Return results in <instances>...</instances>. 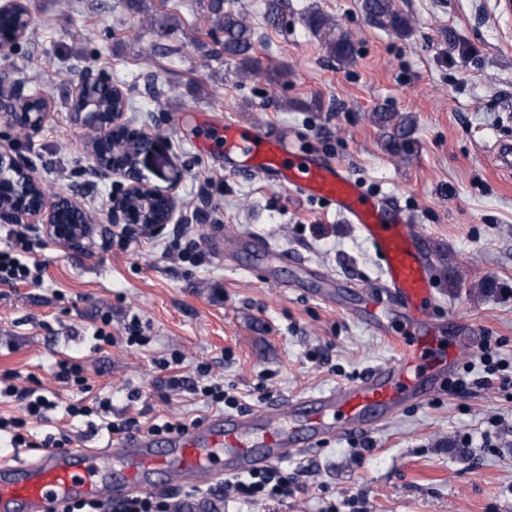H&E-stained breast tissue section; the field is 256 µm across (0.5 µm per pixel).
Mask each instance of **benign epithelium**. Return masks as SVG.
I'll return each mask as SVG.
<instances>
[{"mask_svg": "<svg viewBox=\"0 0 512 512\" xmlns=\"http://www.w3.org/2000/svg\"><path fill=\"white\" fill-rule=\"evenodd\" d=\"M28 27L20 26L13 33H0V52L16 47L25 39ZM102 84V78L88 76L78 86L71 99L70 111L75 121L96 131L89 143V151L95 153L106 143L128 144L133 147L130 157L112 153V158L95 163L96 170L104 176L121 179L112 193L109 219L115 227L129 236H151L161 233L175 223L177 211L176 189L180 179L174 173L169 186L161 188L152 184L143 170L149 158L165 147L163 138L133 128L126 118V109L114 112H97L89 100ZM29 97L14 90L0 96V112L16 129L25 131L40 127L47 118L45 98H40L39 109L24 111ZM30 165L17 149L0 148V197H10V204L0 206V221L25 220L41 225L42 233L55 243L74 244L85 238L92 215L77 203L61 198L57 201L37 200L38 181L30 174Z\"/></svg>", "mask_w": 512, "mask_h": 512, "instance_id": "7a95c632", "label": "benign epithelium"}]
</instances>
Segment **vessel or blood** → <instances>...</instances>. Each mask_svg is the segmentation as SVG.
Here are the masks:
<instances>
[{
    "mask_svg": "<svg viewBox=\"0 0 512 512\" xmlns=\"http://www.w3.org/2000/svg\"><path fill=\"white\" fill-rule=\"evenodd\" d=\"M214 144L240 166L276 171L298 196L325 200L372 248L382 279L377 294L365 295L362 311L371 328L386 334V319H405L394 364L372 368L361 379L327 391L291 399L287 408L269 407L255 424L235 415L211 419L165 439L137 435L118 449L43 450L28 464L0 463V512H53L74 500L119 502L139 491L213 484L227 474H246L283 460L288 453L316 449L337 431L359 432L391 415L402 404L429 394L458 351L476 341L472 326L450 321L441 337L429 319L434 302L428 253L406 217L384 207L339 166H328L287 143L263 138L244 126L225 123ZM489 157L512 175V141L499 139ZM252 273L264 276L274 265L290 267L296 282L313 281L314 295L329 299L332 280L291 252L253 240Z\"/></svg>",
    "mask_w": 512,
    "mask_h": 512,
    "instance_id": "obj_1",
    "label": "vessel or blood"
}]
</instances>
